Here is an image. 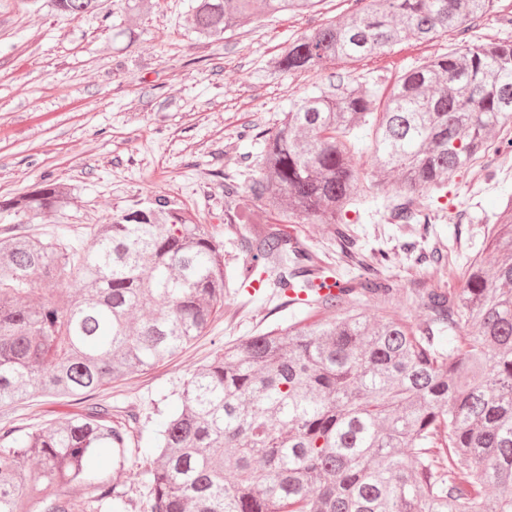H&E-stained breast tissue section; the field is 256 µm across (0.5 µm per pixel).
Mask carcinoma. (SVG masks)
<instances>
[{
	"label": "carcinoma",
	"instance_id": "1",
	"mask_svg": "<svg viewBox=\"0 0 512 512\" xmlns=\"http://www.w3.org/2000/svg\"><path fill=\"white\" fill-rule=\"evenodd\" d=\"M323 0H192L191 29L221 35L249 19L315 10ZM358 7L291 41L266 66L305 74L386 51L404 40L452 39L501 0H354ZM73 19L99 0H52ZM512 127V41L480 39L426 59L392 85L336 74L294 102L264 139L254 194L289 223L343 224L361 202L353 163L362 141L379 185L396 176L407 198L395 224H416L411 196L429 198ZM44 178L0 196V211L38 217L67 204ZM493 226L488 265L469 264L459 292L406 295L414 323L384 316L397 289L339 230L347 265L330 270L286 233L247 240L252 263L228 274L213 236L181 202L139 200L87 243L0 237V407L30 395L90 397L202 335L224 307L229 279L260 285L326 317L296 321L218 351L183 382L142 449L151 459L150 512H512V195ZM44 283L47 288H36ZM373 301L370 318L355 306ZM336 317L328 316L333 310ZM448 338V347L441 341ZM112 406L88 405L63 425L0 427V512H127V492L96 463L124 458L133 431ZM53 487L77 491L51 492Z\"/></svg>",
	"mask_w": 512,
	"mask_h": 512
}]
</instances>
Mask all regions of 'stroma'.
<instances>
[{
	"instance_id": "1",
	"label": "stroma",
	"mask_w": 512,
	"mask_h": 512,
	"mask_svg": "<svg viewBox=\"0 0 512 512\" xmlns=\"http://www.w3.org/2000/svg\"><path fill=\"white\" fill-rule=\"evenodd\" d=\"M142 2L134 14L128 0H104L101 12L72 19L54 12L48 0H0V195L23 193L47 174L71 194L58 213H0V233L14 229L47 238L64 229L85 242L91 227L110 223L121 208L168 194L212 234L227 268L251 259L241 218L255 211L264 223L291 229L322 263L350 274L334 226L288 225L253 194L263 140L291 104L330 72L388 78L395 69L447 52V36L339 61L330 72L267 78L263 69L288 41L342 15L336 0H324L312 16L246 21L212 38L191 32V0ZM354 161L365 195L378 202L347 212L346 219L364 248L389 251L382 277L404 293L464 288L465 269L482 253L512 179L491 166L478 182L468 169L453 174L432 203L437 223L428 236L412 239L406 225L391 221V206L402 199L395 185L375 186L368 150H359ZM433 250L437 259L421 261L422 252ZM305 314L272 289L230 285L223 309L200 338L173 359L113 381L95 399L135 414L136 435L149 439L167 396L217 351ZM81 409L71 398L31 397L1 407L0 427L26 431L66 421ZM105 467L127 491L128 512H149L141 453L128 450Z\"/></svg>"
}]
</instances>
